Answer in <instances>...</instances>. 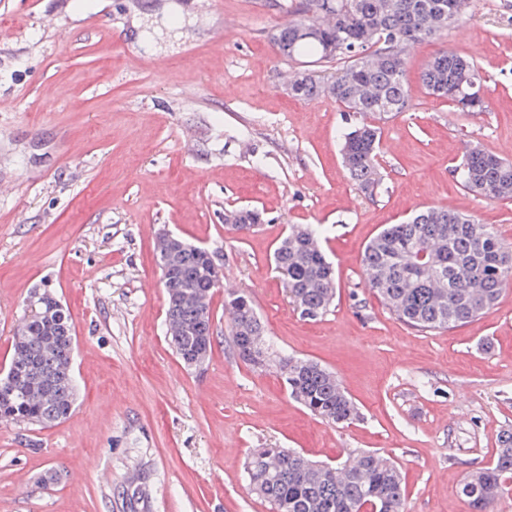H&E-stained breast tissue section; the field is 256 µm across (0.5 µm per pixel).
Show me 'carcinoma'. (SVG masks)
<instances>
[{
  "instance_id": "obj_1",
  "label": "carcinoma",
  "mask_w": 512,
  "mask_h": 512,
  "mask_svg": "<svg viewBox=\"0 0 512 512\" xmlns=\"http://www.w3.org/2000/svg\"><path fill=\"white\" fill-rule=\"evenodd\" d=\"M466 9L468 0H299L276 32L285 59L312 57L316 63L348 59L342 69L302 81L296 98L327 94L350 112H404L411 104L404 48L446 31L429 21L448 13V2ZM466 70L463 91L448 93ZM433 95L464 112L487 107L484 80L475 59L445 51L419 75ZM381 131L362 124L345 133L344 166L364 192L378 186L377 156ZM462 186L485 200L512 198V162L478 148L468 149L457 168ZM245 231L255 225V209L228 212ZM175 285L167 289L166 321L172 346L187 368L209 357L212 335L198 327L210 308L211 263L207 249L186 241L160 243ZM274 270L289 303L300 317L325 316L336 297L334 269L321 245V232L291 224L273 253ZM365 287L411 327L451 330L493 307L512 284V252L494 228L477 217L443 206H428L400 224L383 229L362 255ZM232 342L239 358L252 364L263 356L276 367L292 398L313 415L332 423L359 417L336 377L320 364L275 352L251 297L232 292L225 301ZM69 315H28L13 340L5 380L18 377L13 389H0V422L48 427L65 419L75 404L66 378L71 375L73 344ZM245 473L251 490L271 512H404L405 486L395 462L376 452L322 465L290 448H257ZM512 479V431L500 439L492 463L470 473L461 487L472 512H487Z\"/></svg>"
}]
</instances>
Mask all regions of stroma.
Masks as SVG:
<instances>
[{"label":"stroma","mask_w":512,"mask_h":512,"mask_svg":"<svg viewBox=\"0 0 512 512\" xmlns=\"http://www.w3.org/2000/svg\"><path fill=\"white\" fill-rule=\"evenodd\" d=\"M292 2L0 0V371L47 288L74 327L78 389L59 423H0V512H270L245 480L256 448L330 464L375 450L399 466L406 512H470L464 477L512 431V288L464 326L421 332L365 288L361 258L386 225L448 201L512 246V200L476 197L455 174L471 147L512 161V0H469L445 35L409 45L411 108L364 115L289 94L306 63L279 57L271 35ZM445 50L477 61L487 111L422 87ZM362 122L381 130L370 194L340 151ZM239 207L263 215L246 235L224 223ZM291 224L322 225L334 263L335 305L316 321L273 269ZM164 231L224 265L197 370L168 340ZM233 291L275 349L335 373L358 420L314 416L276 370L234 354ZM50 470L59 481L41 484Z\"/></svg>","instance_id":"stroma-1"}]
</instances>
